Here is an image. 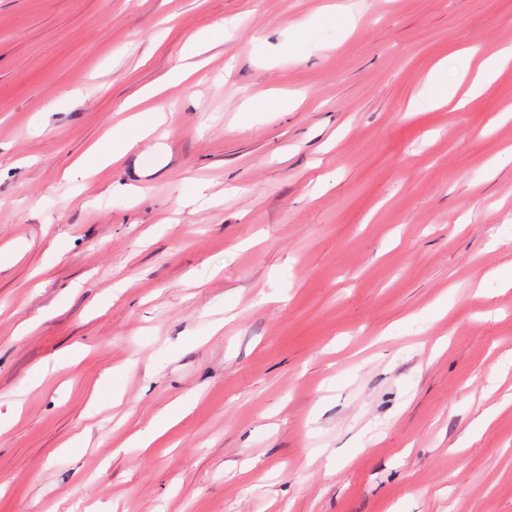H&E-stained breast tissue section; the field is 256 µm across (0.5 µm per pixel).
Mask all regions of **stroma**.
I'll return each instance as SVG.
<instances>
[{
	"instance_id": "35a3bbf8",
	"label": "stroma",
	"mask_w": 512,
	"mask_h": 512,
	"mask_svg": "<svg viewBox=\"0 0 512 512\" xmlns=\"http://www.w3.org/2000/svg\"><path fill=\"white\" fill-rule=\"evenodd\" d=\"M506 44L512 0H0V512H512V66L414 102ZM427 88L432 92V97L438 99L437 105H454V109L460 108L465 104L466 99H456L457 87L444 84L440 78L438 70H433L427 77ZM134 146L127 141L120 130L112 131V147L102 151L98 147L91 148L87 154L78 161V166L90 168L93 172H99L114 162L122 159ZM185 410V405H176L170 408L167 413L158 420L150 432L145 436H135L134 442L139 448H148L153 440L161 436L169 427L174 425L180 414Z\"/></svg>"
}]
</instances>
